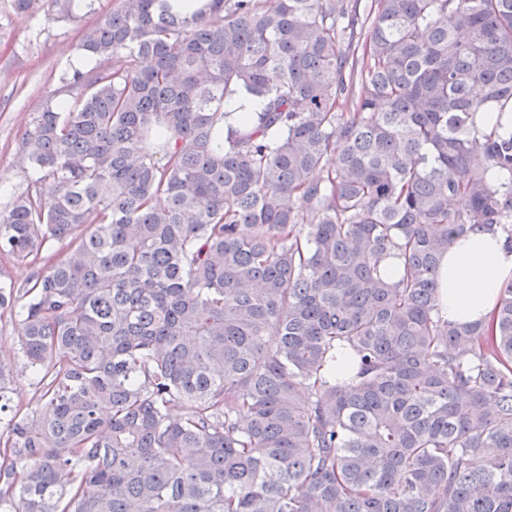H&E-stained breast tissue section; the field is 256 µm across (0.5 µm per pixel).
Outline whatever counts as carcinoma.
Returning a JSON list of instances; mask_svg holds the SVG:
<instances>
[{
  "instance_id": "obj_1",
  "label": "carcinoma",
  "mask_w": 512,
  "mask_h": 512,
  "mask_svg": "<svg viewBox=\"0 0 512 512\" xmlns=\"http://www.w3.org/2000/svg\"><path fill=\"white\" fill-rule=\"evenodd\" d=\"M165 4L113 0L19 144L0 512H512V285L438 292L512 247V0ZM512 283V249L499 234L475 228L442 256L440 316L452 323L487 322L499 292ZM34 268L27 264L16 263L7 255H0V281H12L21 285L31 276ZM18 309L11 315L0 311V356L1 351L5 359L15 361L14 365V403H21L24 409H31L35 405L33 374L20 359L19 350V323Z\"/></svg>"
}]
</instances>
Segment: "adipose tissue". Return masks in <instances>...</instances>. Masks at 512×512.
<instances>
[{
    "label": "adipose tissue",
    "instance_id": "1",
    "mask_svg": "<svg viewBox=\"0 0 512 512\" xmlns=\"http://www.w3.org/2000/svg\"><path fill=\"white\" fill-rule=\"evenodd\" d=\"M512 283V248L478 228L443 255L438 276L440 316L452 323L487 322L499 292Z\"/></svg>",
    "mask_w": 512,
    "mask_h": 512
}]
</instances>
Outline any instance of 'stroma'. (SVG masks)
Instances as JSON below:
<instances>
[{"label": "stroma", "mask_w": 512, "mask_h": 512, "mask_svg": "<svg viewBox=\"0 0 512 512\" xmlns=\"http://www.w3.org/2000/svg\"><path fill=\"white\" fill-rule=\"evenodd\" d=\"M93 16L62 19L54 0H38L33 16H20L13 0H0V209L36 176L19 160L22 135L56 95L60 78L75 63L76 44ZM18 315L0 313V353L14 363V399L35 405L33 375L21 362Z\"/></svg>", "instance_id": "stroma-1"}]
</instances>
